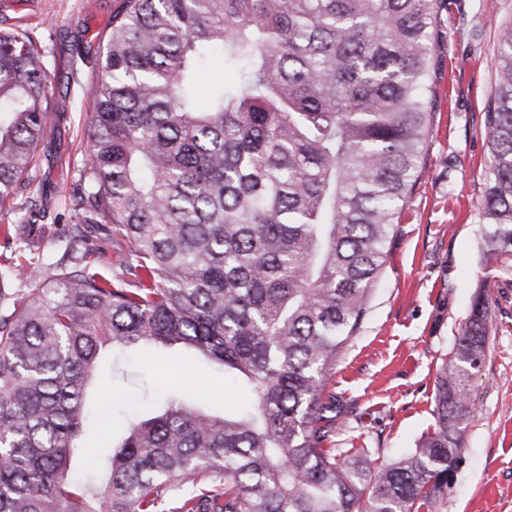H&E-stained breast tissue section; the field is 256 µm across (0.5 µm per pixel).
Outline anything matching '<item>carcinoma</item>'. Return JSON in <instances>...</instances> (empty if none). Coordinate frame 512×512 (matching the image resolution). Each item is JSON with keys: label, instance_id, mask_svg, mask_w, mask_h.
<instances>
[{"label": "carcinoma", "instance_id": "1", "mask_svg": "<svg viewBox=\"0 0 512 512\" xmlns=\"http://www.w3.org/2000/svg\"><path fill=\"white\" fill-rule=\"evenodd\" d=\"M452 0H118L93 84L70 263L0 270V512H442L487 356L478 285L437 367L433 431L375 470L334 448L325 394L423 176L436 16ZM235 79L196 104L202 63ZM47 51L0 29V235L34 196L53 120ZM486 104L478 262L512 257V22ZM109 227L117 263L95 238ZM183 347L254 395L167 400L82 482L87 396L109 347Z\"/></svg>", "mask_w": 512, "mask_h": 512}]
</instances>
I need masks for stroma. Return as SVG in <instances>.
I'll list each match as a JSON object with an SVG mask.
<instances>
[{
  "label": "stroma",
  "instance_id": "1",
  "mask_svg": "<svg viewBox=\"0 0 512 512\" xmlns=\"http://www.w3.org/2000/svg\"><path fill=\"white\" fill-rule=\"evenodd\" d=\"M114 6L115 0H16L0 8V20L20 18L49 53L55 118L39 149L36 187L46 217L22 230L49 263L61 258L63 238L76 222L69 197L81 189L88 158L97 35L107 29ZM507 21L512 0H457L438 14L430 73L435 106L423 176L387 245L367 315L329 381L330 391L354 408L336 447L370 449L376 467L405 454L432 426L435 372L453 349L479 279L495 277L487 357L473 386L463 464L443 512H512V272L495 267L485 273L478 264L485 104L495 80L497 32ZM461 26L477 29L478 40L459 39ZM120 367L124 377L97 379L103 421L91 423L80 442L83 468L96 461L101 446L121 437L138 408L158 399L157 368L168 371L172 390L202 394L211 412L248 401L222 372L186 351L136 349L123 355Z\"/></svg>",
  "mask_w": 512,
  "mask_h": 512
}]
</instances>
